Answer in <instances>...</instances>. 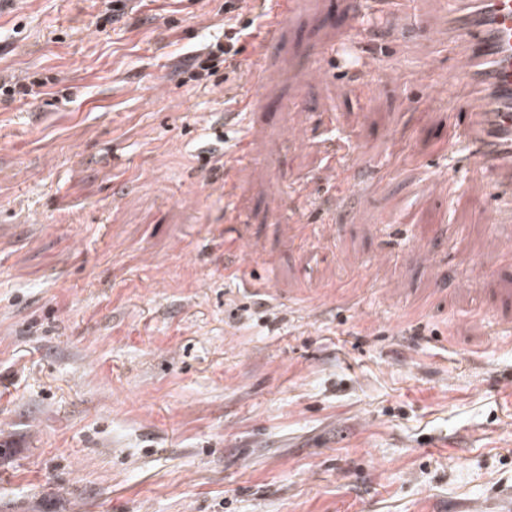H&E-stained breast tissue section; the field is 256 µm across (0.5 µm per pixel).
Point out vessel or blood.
Wrapping results in <instances>:
<instances>
[{"label": "vessel or blood", "instance_id": "1", "mask_svg": "<svg viewBox=\"0 0 512 512\" xmlns=\"http://www.w3.org/2000/svg\"><path fill=\"white\" fill-rule=\"evenodd\" d=\"M418 0H356V33L368 18L393 22L413 17ZM448 43L461 74L459 139L474 151L483 174L512 177V0H449ZM251 158L241 151L224 155V193L232 195L239 172Z\"/></svg>", "mask_w": 512, "mask_h": 512}]
</instances>
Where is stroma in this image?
<instances>
[{"mask_svg": "<svg viewBox=\"0 0 512 512\" xmlns=\"http://www.w3.org/2000/svg\"><path fill=\"white\" fill-rule=\"evenodd\" d=\"M350 2L296 0L229 80L191 77L224 0L0 16V512H512V223L458 143L447 0L357 83ZM250 92L228 199L208 134Z\"/></svg>", "mask_w": 512, "mask_h": 512, "instance_id": "stroma-1", "label": "stroma"}]
</instances>
